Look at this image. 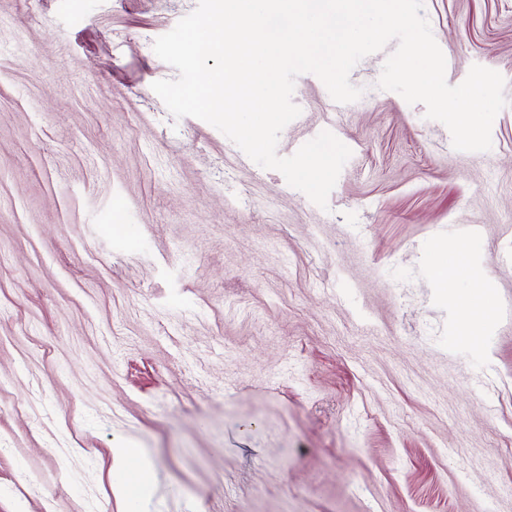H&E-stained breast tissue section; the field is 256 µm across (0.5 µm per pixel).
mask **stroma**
Returning <instances> with one entry per match:
<instances>
[{
	"mask_svg": "<svg viewBox=\"0 0 512 512\" xmlns=\"http://www.w3.org/2000/svg\"><path fill=\"white\" fill-rule=\"evenodd\" d=\"M197 5L0 0V512H512V0H424L449 84L506 81L489 151L378 88L395 43L297 78L324 210L152 90ZM453 250L458 257V262L455 266L450 267L444 263L434 264L433 273L436 282L442 287H447L448 277L452 271L459 265L467 266L468 272L476 279L477 289L472 292L464 304L461 312V323L464 328H469L471 325V317L473 314H488L486 305L487 288H490V275L487 268L473 267L470 255L462 242L455 244Z\"/></svg>",
	"mask_w": 512,
	"mask_h": 512,
	"instance_id": "stroma-1",
	"label": "stroma"
}]
</instances>
